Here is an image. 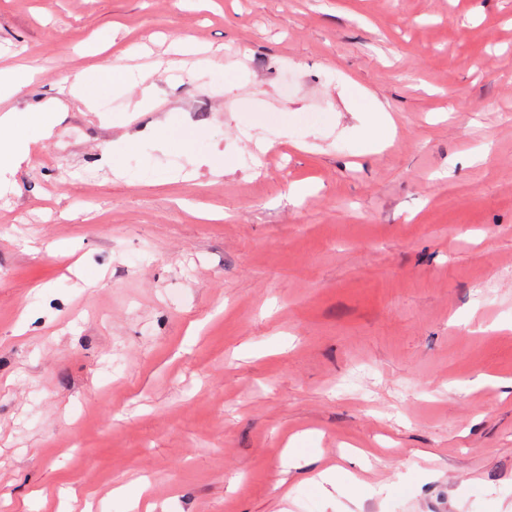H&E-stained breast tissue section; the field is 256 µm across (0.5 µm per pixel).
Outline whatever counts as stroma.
I'll use <instances>...</instances> for the list:
<instances>
[{
  "instance_id": "1",
  "label": "stroma",
  "mask_w": 512,
  "mask_h": 512,
  "mask_svg": "<svg viewBox=\"0 0 512 512\" xmlns=\"http://www.w3.org/2000/svg\"><path fill=\"white\" fill-rule=\"evenodd\" d=\"M5 67L0 512H512V0H0ZM129 81L130 74L120 65H91L72 80L69 92L85 103H90L101 86L112 85L113 92L125 89ZM56 112V104H44L37 110L27 112V123L39 131L50 132L55 125ZM0 116V170L22 162L27 155L23 136L15 128L9 112ZM10 139V140H5Z\"/></svg>"
}]
</instances>
